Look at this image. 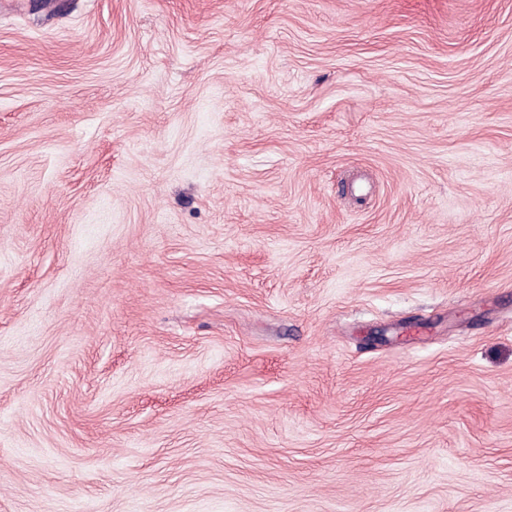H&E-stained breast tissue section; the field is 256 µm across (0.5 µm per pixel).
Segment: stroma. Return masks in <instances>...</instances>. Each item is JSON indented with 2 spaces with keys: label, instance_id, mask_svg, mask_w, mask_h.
<instances>
[{
  "label": "stroma",
  "instance_id": "35a3bbf8",
  "mask_svg": "<svg viewBox=\"0 0 512 512\" xmlns=\"http://www.w3.org/2000/svg\"><path fill=\"white\" fill-rule=\"evenodd\" d=\"M0 512H512V0H0Z\"/></svg>",
  "mask_w": 512,
  "mask_h": 512
}]
</instances>
